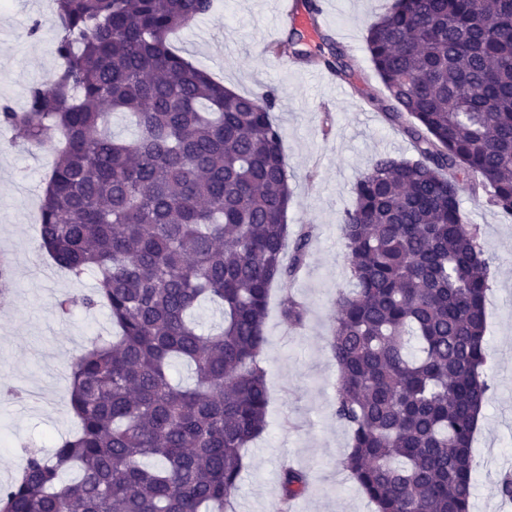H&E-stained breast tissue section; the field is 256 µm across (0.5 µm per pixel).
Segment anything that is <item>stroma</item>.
<instances>
[{
  "label": "stroma",
  "mask_w": 512,
  "mask_h": 512,
  "mask_svg": "<svg viewBox=\"0 0 512 512\" xmlns=\"http://www.w3.org/2000/svg\"><path fill=\"white\" fill-rule=\"evenodd\" d=\"M53 0H11L0 10V101L23 105L33 83L46 80L60 60L53 53ZM392 0H320L321 32L305 34L309 51L331 35L354 57L355 84L333 76L318 79L315 64L279 57L274 48L289 20L277 0H214L212 11L171 35L173 47L217 81L240 94L273 91L272 119L283 131L288 182L294 190L287 211L289 235L312 226L309 256L291 285L306 309L302 326L281 315L277 294L268 299L269 426L245 450V468L232 497L233 512H275L280 464L289 461L310 476L309 493L292 512H373L341 467L351 432L337 420L338 369L328 342L334 301L349 291L341 220L354 204L353 187L379 155L407 159L408 138L390 126L375 104L383 86L365 49L366 29ZM38 37H30L33 21ZM53 162L48 149L23 143L0 127V255L12 261V288L0 304V486L12 482L27 450L53 451L75 428L69 406V372L91 342L109 335L108 312L85 309L81 297L95 278L74 280L54 264L38 238L44 177ZM469 223L479 225L493 277L487 294L491 398L475 434L479 461L470 512H504L498 493L512 475V221L492 205L460 193ZM69 297L72 312L57 302Z\"/></svg>",
  "instance_id": "stroma-1"
}]
</instances>
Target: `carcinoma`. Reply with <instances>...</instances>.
Wrapping results in <instances>:
<instances>
[{
    "label": "carcinoma",
    "mask_w": 512,
    "mask_h": 512,
    "mask_svg": "<svg viewBox=\"0 0 512 512\" xmlns=\"http://www.w3.org/2000/svg\"><path fill=\"white\" fill-rule=\"evenodd\" d=\"M212 7L55 0L65 67L23 107L0 103V126L55 145L41 248L72 277L98 278L81 302L106 308L114 328L72 362L77 430L52 455L27 456L0 486V512H224L243 448L268 426V295L280 286L281 315L302 324L288 288L312 227L288 241L293 190L274 94L231 91L169 42ZM365 44L386 117L417 159L376 157L341 222L354 282L336 298L329 339L335 415L352 433L341 465L374 512H469L491 389L492 271L458 196L476 178L472 192L512 220V0H393ZM301 45L292 30L276 51L357 77L341 49ZM113 114L130 119L133 140L108 133ZM204 301L224 315L206 335L193 319ZM176 361L193 386L172 382ZM68 468L78 477L64 480ZM309 484L283 466L280 512Z\"/></svg>",
    "instance_id": "1"
}]
</instances>
